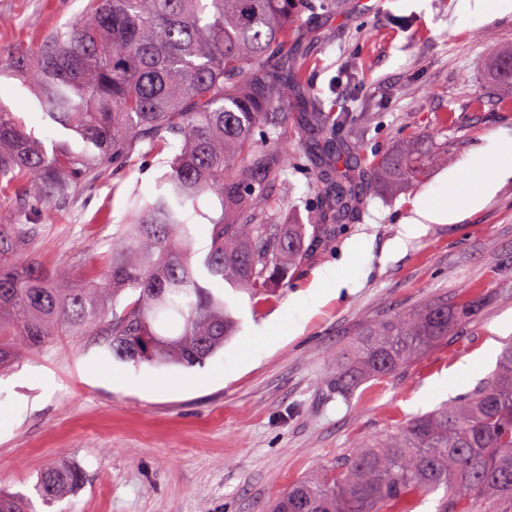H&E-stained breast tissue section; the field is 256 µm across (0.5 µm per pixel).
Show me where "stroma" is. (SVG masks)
Masks as SVG:
<instances>
[{"label":"stroma","instance_id":"stroma-1","mask_svg":"<svg viewBox=\"0 0 512 512\" xmlns=\"http://www.w3.org/2000/svg\"><path fill=\"white\" fill-rule=\"evenodd\" d=\"M458 0H336L305 17L294 47L303 61L294 111L306 98L369 122L350 165L366 167L416 131L446 145L417 186L367 188L360 216L332 245L306 239L308 256L286 290L251 298L222 283L240 328L204 366L157 367L112 357L90 336H60L0 372V489L37 512H268L272 499L360 442L473 390L512 342V159L485 189L467 163L498 133L512 136V89L488 82L495 53L512 43V12L485 0L483 16L458 21ZM87 0H0V54L31 50L72 23ZM0 105L45 143L66 140L41 119L35 94L0 76ZM163 155L132 158L118 176L83 185L66 203L47 199L49 221L0 192V217L23 245L18 259L80 273L105 255L129 218L126 190L149 191ZM121 189H113L114 181ZM479 197L453 221L426 225L398 245L418 198L448 182ZM335 281L320 282L324 268ZM489 302L470 323L389 377L349 397L332 380L336 356L368 326L465 290ZM495 353L485 356L486 346ZM112 373L126 382L115 386ZM80 467L83 486L53 507L36 490L51 468Z\"/></svg>","mask_w":512,"mask_h":512}]
</instances>
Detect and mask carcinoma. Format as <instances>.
<instances>
[{
  "label": "carcinoma",
  "mask_w": 512,
  "mask_h": 512,
  "mask_svg": "<svg viewBox=\"0 0 512 512\" xmlns=\"http://www.w3.org/2000/svg\"><path fill=\"white\" fill-rule=\"evenodd\" d=\"M307 12L334 14L336 0H88L35 52L0 54V75L27 81L42 118L85 144L49 149L0 107V189L66 199L136 153L177 147L153 190L128 191L131 221L76 278L5 259L20 241L0 233V369L63 333L100 336L120 360L201 366L239 327L203 278L266 297L305 260L307 235L329 244L358 216L362 185L393 190L426 176L440 150L427 133L351 171L344 162L366 115L317 99L289 112L301 81L291 45ZM295 133L319 153L309 172L319 204L307 222L280 224L288 167H307L286 151ZM205 200L220 211H203ZM198 222L211 226L204 277L193 261ZM483 304L467 291L454 305L430 302L367 329L336 364V394L392 374ZM84 480L77 467L47 470L37 492L51 507ZM441 487L439 512H512V345L472 391L293 483L273 512H412Z\"/></svg>",
  "instance_id": "carcinoma-1"
}]
</instances>
